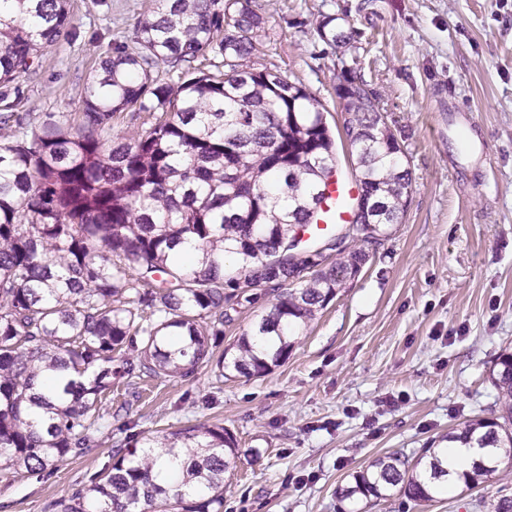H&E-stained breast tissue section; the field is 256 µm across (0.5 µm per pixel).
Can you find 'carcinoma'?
<instances>
[{
    "label": "carcinoma",
    "instance_id": "carcinoma-1",
    "mask_svg": "<svg viewBox=\"0 0 512 512\" xmlns=\"http://www.w3.org/2000/svg\"><path fill=\"white\" fill-rule=\"evenodd\" d=\"M259 0H153L130 48L99 57L81 111L36 123L0 114V469L40 475L100 445L115 384L262 377L288 357L316 313L365 262V244L328 258L301 248L335 163L319 102L257 67ZM70 25L68 0H0V102ZM312 37L344 41L336 17ZM360 192L377 230L406 210L411 173L377 97L347 106ZM133 129L115 141L112 120ZM236 265L224 267V253ZM265 308L213 356L228 314ZM498 416L448 440L512 444V352L494 360ZM168 464L154 471V448ZM237 441L218 424L139 432L108 452L89 484L50 512H224ZM512 460L478 461L468 488ZM450 473L437 451L397 452L352 475L340 498L398 491L434 500Z\"/></svg>",
    "mask_w": 512,
    "mask_h": 512
}]
</instances>
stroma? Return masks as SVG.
Returning a JSON list of instances; mask_svg holds the SVG:
<instances>
[{
    "mask_svg": "<svg viewBox=\"0 0 512 512\" xmlns=\"http://www.w3.org/2000/svg\"><path fill=\"white\" fill-rule=\"evenodd\" d=\"M262 3L258 63L321 101L336 165L349 174L335 85L339 57H356L412 175L405 216L285 362L259 378L219 381L205 364L191 378L140 383L128 420H113L91 454L41 477L0 476V512H47L102 468L132 421L145 431L224 425L239 451L224 476V512H484L483 502L512 497L507 472L426 504L338 496L374 459H417L467 420L494 415L489 368L512 346V0ZM150 7L69 0L67 33L15 83L19 111H79L100 53L130 43ZM324 14L347 45L312 38Z\"/></svg>",
    "mask_w": 512,
    "mask_h": 512,
    "instance_id": "35a3bbf8",
    "label": "stroma"
}]
</instances>
